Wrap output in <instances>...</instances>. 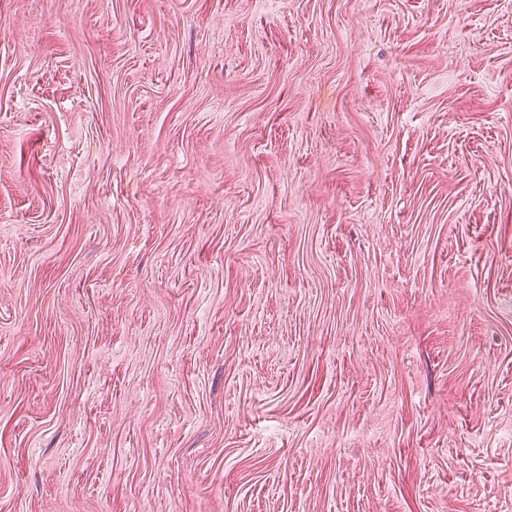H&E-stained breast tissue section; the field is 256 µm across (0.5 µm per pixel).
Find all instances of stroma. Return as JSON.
<instances>
[{"mask_svg":"<svg viewBox=\"0 0 512 512\" xmlns=\"http://www.w3.org/2000/svg\"><path fill=\"white\" fill-rule=\"evenodd\" d=\"M0 512H512V0H0Z\"/></svg>","mask_w":512,"mask_h":512,"instance_id":"1","label":"stroma"}]
</instances>
